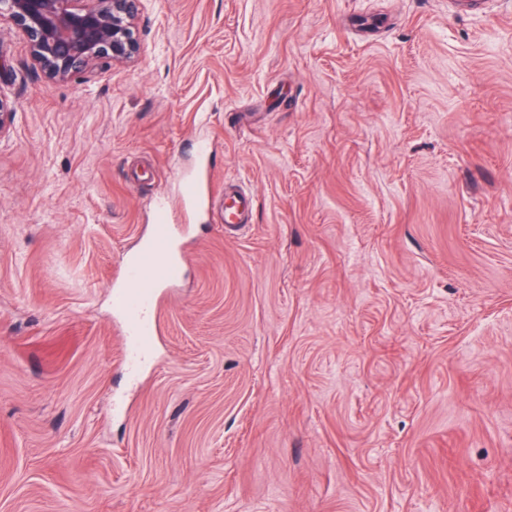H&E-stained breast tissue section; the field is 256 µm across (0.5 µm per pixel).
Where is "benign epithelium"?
I'll use <instances>...</instances> for the list:
<instances>
[{
  "mask_svg": "<svg viewBox=\"0 0 512 512\" xmlns=\"http://www.w3.org/2000/svg\"><path fill=\"white\" fill-rule=\"evenodd\" d=\"M141 0H0V21L25 36L35 67L66 82L140 54Z\"/></svg>",
  "mask_w": 512,
  "mask_h": 512,
  "instance_id": "obj_1",
  "label": "benign epithelium"
}]
</instances>
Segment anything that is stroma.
<instances>
[{
  "mask_svg": "<svg viewBox=\"0 0 512 512\" xmlns=\"http://www.w3.org/2000/svg\"><path fill=\"white\" fill-rule=\"evenodd\" d=\"M47 79L0 23V512H512V0H142ZM211 145L161 333L112 281ZM256 200L249 194H239L224 204V224H242L247 213L255 208Z\"/></svg>",
  "mask_w": 512,
  "mask_h": 512,
  "instance_id": "1",
  "label": "stroma"
}]
</instances>
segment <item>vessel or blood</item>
<instances>
[{"instance_id":"1","label":"vessel or blood","mask_w":512,"mask_h":512,"mask_svg":"<svg viewBox=\"0 0 512 512\" xmlns=\"http://www.w3.org/2000/svg\"><path fill=\"white\" fill-rule=\"evenodd\" d=\"M200 165L188 170L181 183L180 200L187 214L199 212L211 199L215 189L204 161L208 157L207 142L197 146ZM256 205L254 197L239 194L224 206L223 220L228 224L243 223ZM175 230L166 205L157 208V220L147 242L146 255L128 256L123 263V281L114 291L113 306L121 317L130 372L138 367L160 330L161 286L176 285L182 276V266L173 255Z\"/></svg>"}]
</instances>
